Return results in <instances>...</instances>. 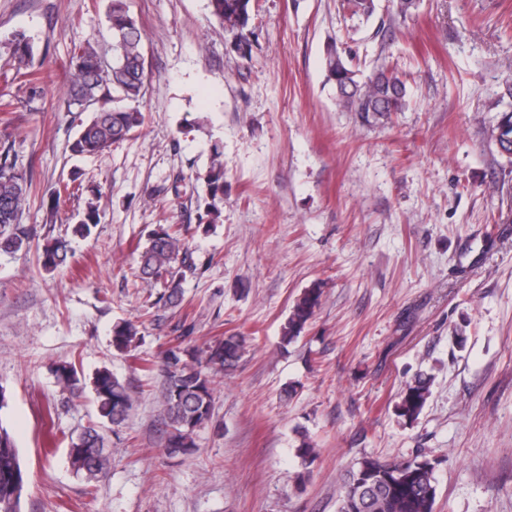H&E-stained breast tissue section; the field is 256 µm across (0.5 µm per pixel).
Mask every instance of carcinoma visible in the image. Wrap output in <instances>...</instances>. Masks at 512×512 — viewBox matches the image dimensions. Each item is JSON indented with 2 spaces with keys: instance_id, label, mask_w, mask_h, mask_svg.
<instances>
[{
  "instance_id": "1",
  "label": "carcinoma",
  "mask_w": 512,
  "mask_h": 512,
  "mask_svg": "<svg viewBox=\"0 0 512 512\" xmlns=\"http://www.w3.org/2000/svg\"><path fill=\"white\" fill-rule=\"evenodd\" d=\"M212 14L229 32L234 41L251 48L248 25L256 0H209ZM342 7L351 16L370 19L376 10L375 0H343ZM112 57L110 67L103 65V56L90 44L78 48L74 73L68 86V107L83 112L100 104L91 120L81 129L71 145L76 155L94 154L123 139L142 123L136 103L144 95L146 71L142 32L137 20L129 14L125 0H110L108 6ZM18 67H26L32 46L20 33L12 43ZM327 80L336 90V101L350 112L377 120L389 119L407 105V79L395 68L381 66L371 75L362 76L351 53L331 43L326 52ZM112 86V106L100 103V91ZM505 96L511 98L500 111L495 126V139L501 150L512 154V76L505 79ZM211 199L224 196V159L216 150L204 177ZM31 188L26 171L17 165L10 148L0 150V252L14 253L36 243L38 259L43 268L53 271L65 264L68 242L64 239H43L38 242L36 227L22 223L23 207ZM98 210L88 203L87 210L73 233L85 237L97 223ZM187 249L173 226L153 231L140 255L139 274L142 279L170 277V284L160 299L177 307L182 302L180 282L174 279L175 264L186 265ZM321 289L308 288L293 306L284 327L283 339L297 338L319 305ZM138 334L132 321H124L112 329V344L125 351ZM242 348L236 335L224 336L202 349L179 346L164 352L160 371L165 379L161 399V416L169 427L166 449L170 455L192 456L197 451L196 436L212 417L213 376L235 363ZM58 383L70 393L80 389L81 379L74 364L65 362L55 369ZM99 416L114 426L122 425L132 408L128 387L108 371H100L93 381ZM431 395V377L419 374L405 385L398 405L400 415L415 419ZM72 470L90 483L104 473L111 461L105 437L96 424H91L71 443L68 452ZM422 457L382 461L364 457L348 473L340 496L338 512H433L436 499L434 466L421 465ZM25 486L17 448L0 424V512H20Z\"/></svg>"
}]
</instances>
